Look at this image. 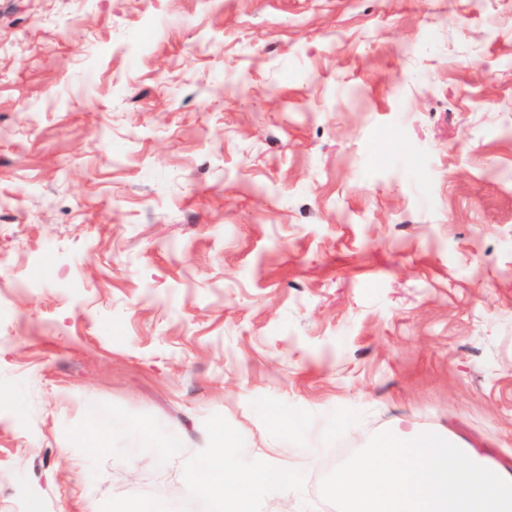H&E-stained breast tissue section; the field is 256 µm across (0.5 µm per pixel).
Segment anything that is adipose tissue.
Segmentation results:
<instances>
[{
  "instance_id": "ef3b65f1",
  "label": "adipose tissue",
  "mask_w": 512,
  "mask_h": 512,
  "mask_svg": "<svg viewBox=\"0 0 512 512\" xmlns=\"http://www.w3.org/2000/svg\"><path fill=\"white\" fill-rule=\"evenodd\" d=\"M200 470L203 478L193 483V491L224 499L228 512H250L258 485L272 486L283 493L292 485V469L288 464L274 459H256L247 465L220 449L212 450L203 459Z\"/></svg>"
}]
</instances>
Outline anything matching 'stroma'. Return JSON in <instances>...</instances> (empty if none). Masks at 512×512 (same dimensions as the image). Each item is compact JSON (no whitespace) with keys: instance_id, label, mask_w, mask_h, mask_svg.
I'll use <instances>...</instances> for the list:
<instances>
[{"instance_id":"35a3bbf8","label":"stroma","mask_w":512,"mask_h":512,"mask_svg":"<svg viewBox=\"0 0 512 512\" xmlns=\"http://www.w3.org/2000/svg\"><path fill=\"white\" fill-rule=\"evenodd\" d=\"M401 422L512 468V0H0V512Z\"/></svg>"}]
</instances>
